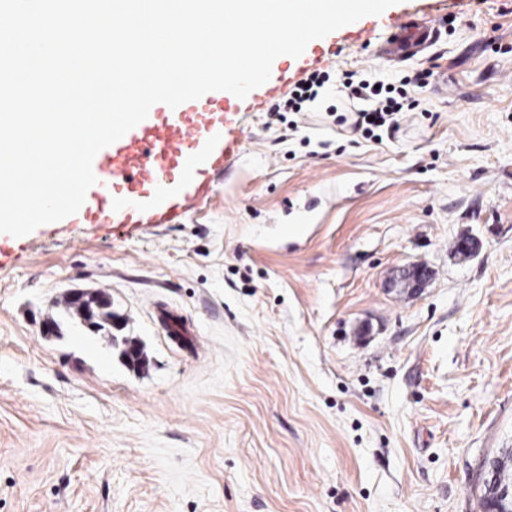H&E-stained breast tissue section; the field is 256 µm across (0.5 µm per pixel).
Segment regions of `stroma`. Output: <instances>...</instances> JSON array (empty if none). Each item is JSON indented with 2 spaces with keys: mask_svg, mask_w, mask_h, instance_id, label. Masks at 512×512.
Returning <instances> with one entry per match:
<instances>
[{
  "mask_svg": "<svg viewBox=\"0 0 512 512\" xmlns=\"http://www.w3.org/2000/svg\"><path fill=\"white\" fill-rule=\"evenodd\" d=\"M433 12L425 55L346 48L305 111L245 113L180 223L36 230L0 265V512H481L512 448V0ZM425 71L398 128L352 130L342 74Z\"/></svg>",
  "mask_w": 512,
  "mask_h": 512,
  "instance_id": "1",
  "label": "stroma"
}]
</instances>
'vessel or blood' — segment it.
<instances>
[{"label":"vessel or blood","mask_w":512,"mask_h":512,"mask_svg":"<svg viewBox=\"0 0 512 512\" xmlns=\"http://www.w3.org/2000/svg\"><path fill=\"white\" fill-rule=\"evenodd\" d=\"M387 33L390 51L409 44L431 45L437 30L430 21L381 14L366 16L356 27H342L310 42L307 55L286 63L284 78L321 63L340 46L365 42ZM280 83L269 81L246 98L213 91L172 109L154 105L148 117L95 157L93 185L80 210L68 217L72 227L117 224L137 230L144 224H175L212 190V176L225 171L239 150L240 115L274 96ZM63 223V224H66ZM63 224L45 225L48 235L61 233Z\"/></svg>","instance_id":"1"}]
</instances>
